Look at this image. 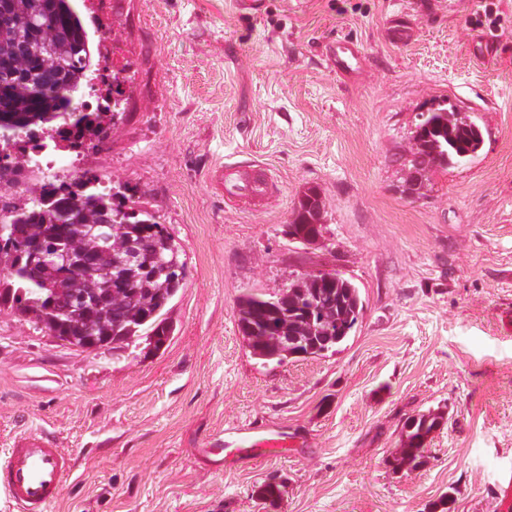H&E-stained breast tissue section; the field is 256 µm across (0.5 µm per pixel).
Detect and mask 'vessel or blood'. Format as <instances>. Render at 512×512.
<instances>
[{"label":"vessel or blood","instance_id":"obj_1","mask_svg":"<svg viewBox=\"0 0 512 512\" xmlns=\"http://www.w3.org/2000/svg\"><path fill=\"white\" fill-rule=\"evenodd\" d=\"M363 60L362 51L352 43L337 44L330 53L333 67L343 76L358 71ZM220 180L224 202L233 207L262 204L271 198L274 190L268 168L255 160L225 161ZM229 443L242 453L260 448L274 456L284 454L286 448L277 439H256L237 433L226 439H214L206 453L216 461H223L224 447ZM74 468L73 458L53 445L48 432L22 433L0 460V493L17 505L19 512H49L61 497Z\"/></svg>","mask_w":512,"mask_h":512}]
</instances>
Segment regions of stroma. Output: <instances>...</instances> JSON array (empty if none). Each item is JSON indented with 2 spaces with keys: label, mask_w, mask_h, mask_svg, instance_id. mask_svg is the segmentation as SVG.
Masks as SVG:
<instances>
[{
  "label": "stroma",
  "mask_w": 512,
  "mask_h": 512,
  "mask_svg": "<svg viewBox=\"0 0 512 512\" xmlns=\"http://www.w3.org/2000/svg\"><path fill=\"white\" fill-rule=\"evenodd\" d=\"M496 30L478 24L485 7ZM101 66L121 63L125 114L107 150L65 159L135 187L186 262L160 350L66 345L0 306V457L45 429L76 463L51 512H498L512 469V0H86ZM409 14L412 41L389 40ZM357 43L348 77L327 43ZM449 100L482 127L470 162L403 193L417 115ZM267 164L277 192L235 210L224 159ZM323 236L284 235L302 191ZM353 281L364 310L338 352L263 364L235 308L305 274ZM442 409L429 460L394 470L405 417ZM281 435V457L216 465L205 438Z\"/></svg>",
  "instance_id": "35a3bbf8"
}]
</instances>
